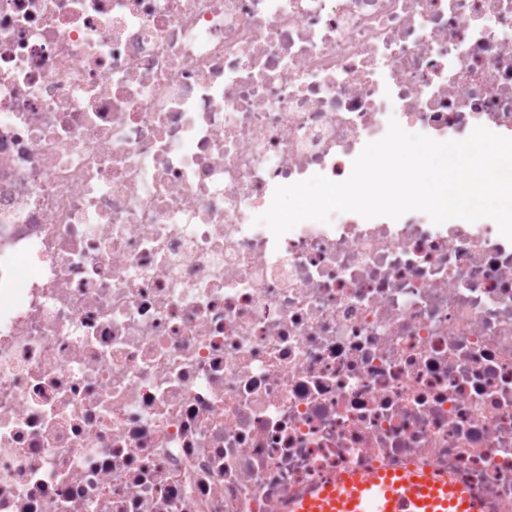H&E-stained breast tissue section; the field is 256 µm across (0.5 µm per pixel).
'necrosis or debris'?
I'll use <instances>...</instances> for the list:
<instances>
[{
	"label": "necrosis or debris",
	"instance_id": "1",
	"mask_svg": "<svg viewBox=\"0 0 512 512\" xmlns=\"http://www.w3.org/2000/svg\"><path fill=\"white\" fill-rule=\"evenodd\" d=\"M392 119L512 137V0H0V512L426 466L512 512V241L257 221Z\"/></svg>",
	"mask_w": 512,
	"mask_h": 512
}]
</instances>
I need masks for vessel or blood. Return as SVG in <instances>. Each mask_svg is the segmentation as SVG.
<instances>
[{"instance_id": "1", "label": "vessel or blood", "mask_w": 512, "mask_h": 512, "mask_svg": "<svg viewBox=\"0 0 512 512\" xmlns=\"http://www.w3.org/2000/svg\"><path fill=\"white\" fill-rule=\"evenodd\" d=\"M443 470L371 471L340 475L290 498L284 512H491Z\"/></svg>"}]
</instances>
